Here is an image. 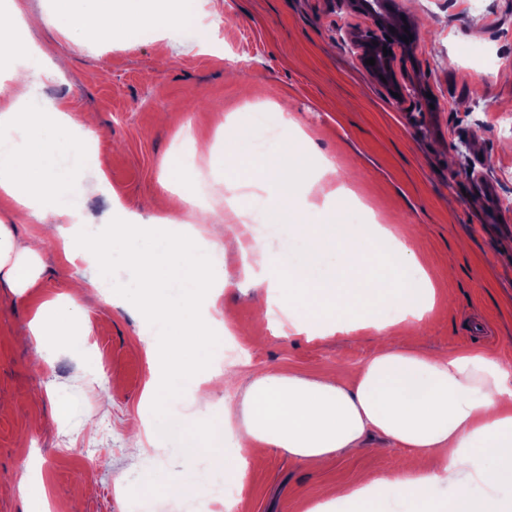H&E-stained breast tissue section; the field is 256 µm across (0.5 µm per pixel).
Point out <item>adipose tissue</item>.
Here are the masks:
<instances>
[{
	"label": "adipose tissue",
	"instance_id": "obj_1",
	"mask_svg": "<svg viewBox=\"0 0 512 512\" xmlns=\"http://www.w3.org/2000/svg\"><path fill=\"white\" fill-rule=\"evenodd\" d=\"M196 0H180L178 12L159 6L145 12L140 0L114 8L111 0H56L48 25H67L76 39L112 29L177 27ZM30 20L21 0L0 12V48L16 59L0 76V197L38 224H55L66 253L90 259L93 272L68 293L48 301L29 325L43 333L51 318L60 335L91 332L80 314L87 289L108 288L113 300L134 297L145 315L144 335L160 336L165 350L147 344L149 379L144 404L174 405L197 390L191 371L204 367L219 341L209 326L220 288L228 284L224 248L207 240L194 209L196 187L182 180L170 207L184 212L176 224L166 217L122 224L113 237L98 233L82 217L89 192L83 173H97L86 148L94 125L72 118L59 103L41 99L48 72L31 66L35 51L17 39ZM257 126H238L224 139L227 169L247 168V205L232 208L225 226L240 254L252 257L242 287L267 291L265 315L280 313L294 333L329 337L358 328L387 329L407 317L422 318L433 307L434 277L411 236H396L382 224H355L340 217L347 189L338 185L324 204L301 199L300 156L309 143L299 133L286 147L264 150L244 165L242 147ZM288 228V249L272 251L266 231ZM40 251L17 242L0 225V272L16 291L38 280ZM138 270L135 278L113 276L115 266ZM354 385L331 376L257 369L242 401L225 398L221 416L170 428L141 418L130 442L133 456L147 455L157 437L176 448L210 454L232 433L235 451L224 459L225 480L242 483L262 463L267 449L322 465L330 456L365 447L380 436L406 461L393 475L350 490L337 487L333 500L311 498L307 512H328L332 501L370 502L385 487L404 512H512V360L471 351L431 354L413 345L384 342L356 371Z\"/></svg>",
	"mask_w": 512,
	"mask_h": 512
}]
</instances>
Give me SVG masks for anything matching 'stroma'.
Wrapping results in <instances>:
<instances>
[{
	"mask_svg": "<svg viewBox=\"0 0 512 512\" xmlns=\"http://www.w3.org/2000/svg\"><path fill=\"white\" fill-rule=\"evenodd\" d=\"M399 5L417 24L418 41L410 53H397V75L421 90L401 105L343 42L345 30L368 28L370 21L340 0H198L170 39L142 29L133 38L116 32L80 45L66 28H31L28 39L40 50L36 66L61 56L68 61L45 81L42 95L96 117L97 162L107 183L87 196L85 215L107 225L117 200L145 219L166 213L170 170L190 153L192 139L214 140L220 122L249 124L284 99L294 123L266 122L261 146L307 131L311 172L330 162L337 172L358 175L345 200L346 219L417 229L421 250L444 276L433 311L389 328V335L399 343L416 339L436 354L512 357V136L497 131L512 116V80L503 77L512 71V0H483L478 12L465 0ZM212 23L218 43L199 49L196 30ZM489 49L506 57L505 68L489 72L480 65L479 54ZM201 192L207 206L199 216L226 248L231 285L219 305L232 310L233 328H248L250 362L215 351L210 394H189L178 419L209 417L225 397L242 399L258 367L329 373L354 384L356 368L379 346V331L326 339L282 334L259 314L265 289L237 286L243 258L224 236L223 178L206 175ZM41 258L38 282L24 294L0 280V403L7 405L0 410V479L30 457L32 480L64 512H189L143 488L144 471L160 480L202 469L220 476L223 464L167 444L145 460L127 449L128 425L143 412L148 381L141 310L113 306L89 289L90 335L66 341L50 333L34 346L28 324L38 308L90 272L54 240ZM401 464L400 451L380 442L319 469L272 448L264 467L247 473L232 512H303L311 497L389 476ZM119 479L136 493L117 492Z\"/></svg>",
	"mask_w": 512,
	"mask_h": 512,
	"instance_id": "obj_1",
	"label": "stroma"
}]
</instances>
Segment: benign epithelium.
Segmentation results:
<instances>
[{
  "label": "benign epithelium",
  "instance_id": "benign-epithelium-1",
  "mask_svg": "<svg viewBox=\"0 0 512 512\" xmlns=\"http://www.w3.org/2000/svg\"><path fill=\"white\" fill-rule=\"evenodd\" d=\"M347 9L355 14L370 17L372 27L366 30L352 29L346 33V40L355 50L361 64L380 84L388 94L396 93L394 101L405 103L407 94L405 87L397 77L395 70V55H384L383 50H393L398 44L401 49L409 53L418 38L417 29L404 18L399 8L398 0H342ZM412 36V39L403 41V38ZM375 59V65L366 64V60Z\"/></svg>",
  "mask_w": 512,
  "mask_h": 512
}]
</instances>
